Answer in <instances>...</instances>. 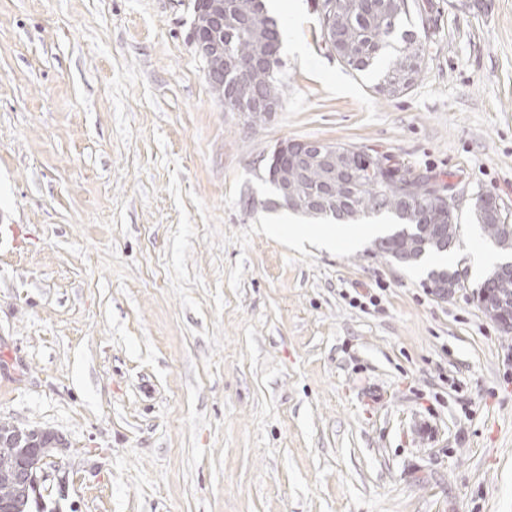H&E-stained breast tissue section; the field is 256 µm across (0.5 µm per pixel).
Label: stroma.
<instances>
[{
  "mask_svg": "<svg viewBox=\"0 0 512 512\" xmlns=\"http://www.w3.org/2000/svg\"><path fill=\"white\" fill-rule=\"evenodd\" d=\"M433 3L387 100L312 0H273L285 95L249 125L192 0H0V419L64 443L29 512H512V331L473 296V197L512 213V0ZM287 140L440 174L465 287L432 294L379 224L270 235L302 221L262 177Z\"/></svg>",
  "mask_w": 512,
  "mask_h": 512,
  "instance_id": "obj_1",
  "label": "stroma"
}]
</instances>
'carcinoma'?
<instances>
[{
    "mask_svg": "<svg viewBox=\"0 0 512 512\" xmlns=\"http://www.w3.org/2000/svg\"><path fill=\"white\" fill-rule=\"evenodd\" d=\"M314 10L321 26L328 18L336 20V42L329 50L354 71L376 72L374 89L383 98L405 94L421 78L426 67L425 42L408 26L414 18L432 22L422 0H314ZM224 14L225 54L241 63L260 58L264 72L257 86L246 78L236 81L228 77L224 110L254 112L250 121L257 125L266 121L262 113L282 107L285 87L278 78L282 33L264 0H224ZM356 151V168L338 174L330 193L328 205L336 211V223L363 224L375 216L392 218L400 228L377 239L378 253L390 258L408 257L421 244L425 257L459 247L457 217L439 207V196L448 189L440 175L415 173L393 156L373 149L358 147ZM285 177L289 186L313 199L320 198L325 187L317 172L296 163L288 164ZM494 202L495 197L488 194L474 204L475 220L500 250L512 252V224L497 218ZM434 274L446 279L448 294L462 288L459 269H431V284L436 282ZM482 283L488 285V303L504 314L500 322L512 321V268L496 265ZM23 446L15 440V425L0 420V473L4 465L18 459Z\"/></svg>",
    "mask_w": 512,
    "mask_h": 512,
    "instance_id": "1",
    "label": "carcinoma"
}]
</instances>
